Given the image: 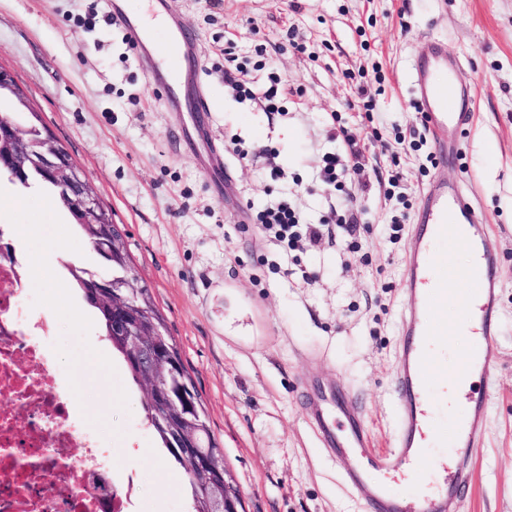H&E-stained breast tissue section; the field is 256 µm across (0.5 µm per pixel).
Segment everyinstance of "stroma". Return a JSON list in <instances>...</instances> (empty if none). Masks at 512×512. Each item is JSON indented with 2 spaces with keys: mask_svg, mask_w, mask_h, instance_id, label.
I'll return each mask as SVG.
<instances>
[{
  "mask_svg": "<svg viewBox=\"0 0 512 512\" xmlns=\"http://www.w3.org/2000/svg\"><path fill=\"white\" fill-rule=\"evenodd\" d=\"M193 35L210 136L164 103L107 0H0V67L12 71L43 123L71 154L118 224L139 283L149 288L207 409L245 512H364L343 473L365 466L357 449L331 454L304 404L310 386L336 385L364 410L369 452L393 443L392 389L401 311L410 286L411 227L431 182L457 184L480 211L501 280L491 348L487 432L472 458L473 489L459 512H512V0H166ZM96 13L94 28L80 24ZM460 65L472 106L456 165H434L430 130L413 107L410 65L427 39ZM233 55L255 87L280 78L281 109L261 110L224 84ZM373 101L365 114V101ZM358 140L362 168L344 190L323 184L341 128ZM268 146L273 161L238 159L228 146ZM224 148V174L197 161ZM355 199L353 237L330 227L320 242L285 250L254 224L281 199L317 224L344 193ZM54 280L27 293L58 323L49 381L69 375L88 420L115 457L139 448L131 512H192L187 474L166 458L146 420L145 395L65 270H108L67 209L38 184L0 181V225Z\"/></svg>",
  "mask_w": 512,
  "mask_h": 512,
  "instance_id": "1",
  "label": "stroma"
}]
</instances>
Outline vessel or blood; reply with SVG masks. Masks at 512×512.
I'll list each match as a JSON object with an SVG mask.
<instances>
[{"mask_svg":"<svg viewBox=\"0 0 512 512\" xmlns=\"http://www.w3.org/2000/svg\"><path fill=\"white\" fill-rule=\"evenodd\" d=\"M112 17L130 41L139 45L150 34L132 0L113 5ZM189 31L175 32L156 42L153 56L144 60L150 77H182V48ZM415 105L430 127L436 157L447 163L453 157L448 145L467 115L471 90L457 81V69L438 50L413 67ZM464 249L471 265L456 272L448 263L449 246ZM410 283L412 301L403 308L402 342L394 383V443L390 453L376 457L383 480L364 482L358 474L348 484L365 506V512H457L458 501L472 487L471 457L485 437L486 394L480 381L490 372L489 348L496 335L495 293L500 273L487 243L480 213L462 191L430 185L411 233ZM466 280L463 288L454 279ZM456 305L460 326L472 333L469 347L459 350L456 362L447 354L430 350L434 336H452L448 307ZM456 385L463 404L457 421L440 418L431 398L436 387ZM321 442L328 448L351 443L365 448L369 435L362 411L353 399L336 396L308 397ZM452 448L447 457L426 459L428 448ZM402 477L415 488L412 508L392 495L390 483Z\"/></svg>","mask_w":512,"mask_h":512,"instance_id":"obj_1","label":"vessel or blood"}]
</instances>
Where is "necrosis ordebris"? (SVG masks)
<instances>
[{"mask_svg": "<svg viewBox=\"0 0 512 512\" xmlns=\"http://www.w3.org/2000/svg\"><path fill=\"white\" fill-rule=\"evenodd\" d=\"M15 251L0 246V512H125L129 492L104 487L112 451L83 418L71 379L53 390L43 376L54 359L53 318L28 312Z\"/></svg>", "mask_w": 512, "mask_h": 512, "instance_id": "obj_1", "label": "necrosis or debris"}]
</instances>
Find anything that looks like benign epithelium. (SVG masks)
<instances>
[{
	"label": "benign epithelium",
	"instance_id": "1",
	"mask_svg": "<svg viewBox=\"0 0 512 512\" xmlns=\"http://www.w3.org/2000/svg\"><path fill=\"white\" fill-rule=\"evenodd\" d=\"M35 128L17 125L0 116V148L9 145V151L0 155L3 163L24 176L29 166H37L61 186L60 200L74 205L81 213L84 224H107L101 216V204L91 185L82 177L69 153L50 133L29 141ZM138 274L134 267L126 266L123 274L115 278L110 293L97 292L96 304L128 316L114 324V330L123 339L126 356L137 363L142 371L140 384L147 403L160 409H174L185 414L184 425L176 434L183 453L185 467L195 474L207 475L217 467L206 424L192 411L190 398L185 392L175 394L179 384V370L172 354L170 336L165 326L144 312V288L135 286ZM236 485L229 470H224V488L211 491L207 512H242L241 495L229 491Z\"/></svg>",
	"mask_w": 512,
	"mask_h": 512
}]
</instances>
